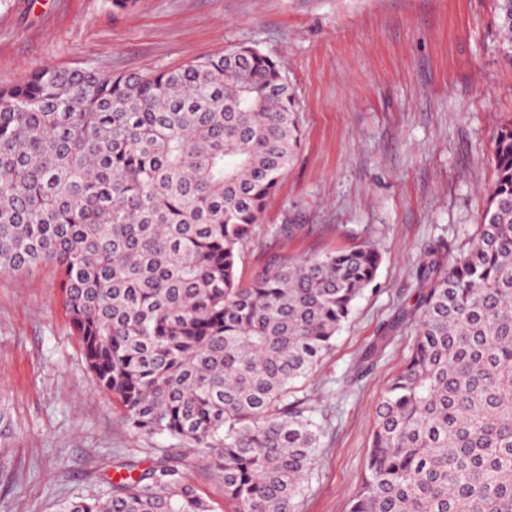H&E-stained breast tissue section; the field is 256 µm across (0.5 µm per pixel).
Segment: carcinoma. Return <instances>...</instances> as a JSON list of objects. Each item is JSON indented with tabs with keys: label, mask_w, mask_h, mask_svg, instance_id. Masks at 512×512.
<instances>
[{
	"label": "carcinoma",
	"mask_w": 512,
	"mask_h": 512,
	"mask_svg": "<svg viewBox=\"0 0 512 512\" xmlns=\"http://www.w3.org/2000/svg\"><path fill=\"white\" fill-rule=\"evenodd\" d=\"M501 50L512 0H497ZM300 142L276 60L245 46L149 74L46 66L0 86V273L51 265L99 386L136 432L203 448L230 512H296L320 446L289 400L333 349L381 253L245 282L241 249ZM483 223L427 250L416 339L376 409L350 512H512V124ZM61 512H217L165 457Z\"/></svg>",
	"instance_id": "1"
}]
</instances>
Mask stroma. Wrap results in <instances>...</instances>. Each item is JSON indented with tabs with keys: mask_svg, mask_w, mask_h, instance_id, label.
Wrapping results in <instances>:
<instances>
[{
	"mask_svg": "<svg viewBox=\"0 0 512 512\" xmlns=\"http://www.w3.org/2000/svg\"><path fill=\"white\" fill-rule=\"evenodd\" d=\"M500 40L496 0H137L118 14L112 0H0V85L48 64L147 74L240 45L278 61L303 136L239 275L367 241L383 254L333 351L298 385L322 437L297 512H349L376 407L415 339L383 330L422 291L429 246L466 252L483 220L494 142L512 121ZM279 224L298 230L284 241ZM58 282L50 266L0 273V512L106 497L116 463L167 454L223 503L199 449L136 433L99 390ZM382 335L381 355L358 369Z\"/></svg>",
	"mask_w": 512,
	"mask_h": 512,
	"instance_id": "1",
	"label": "stroma"
}]
</instances>
